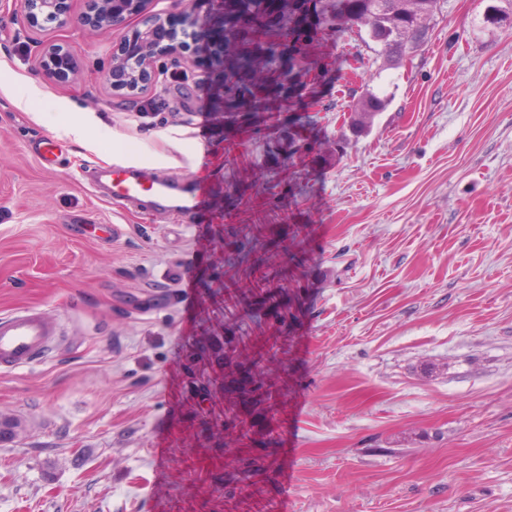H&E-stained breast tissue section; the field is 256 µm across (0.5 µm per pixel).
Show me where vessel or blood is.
Wrapping results in <instances>:
<instances>
[{
	"mask_svg": "<svg viewBox=\"0 0 512 512\" xmlns=\"http://www.w3.org/2000/svg\"><path fill=\"white\" fill-rule=\"evenodd\" d=\"M107 194L119 205L150 201L160 209L187 207L190 198L162 178L143 175L131 167L115 166L105 171ZM60 333L56 317L37 308H20L0 316V370L28 367L38 355H46L57 344Z\"/></svg>",
	"mask_w": 512,
	"mask_h": 512,
	"instance_id": "1",
	"label": "vessel or blood"
}]
</instances>
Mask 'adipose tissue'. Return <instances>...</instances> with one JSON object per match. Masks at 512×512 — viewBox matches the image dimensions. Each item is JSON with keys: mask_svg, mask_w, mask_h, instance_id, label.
<instances>
[{"mask_svg": "<svg viewBox=\"0 0 512 512\" xmlns=\"http://www.w3.org/2000/svg\"><path fill=\"white\" fill-rule=\"evenodd\" d=\"M157 138V145L150 147L124 134L113 133L110 163L153 169H195L202 149L196 141L187 138L185 130L169 127L159 131Z\"/></svg>", "mask_w": 512, "mask_h": 512, "instance_id": "obj_1", "label": "adipose tissue"}]
</instances>
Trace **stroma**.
<instances>
[{"label": "stroma", "mask_w": 512, "mask_h": 512, "mask_svg": "<svg viewBox=\"0 0 512 512\" xmlns=\"http://www.w3.org/2000/svg\"><path fill=\"white\" fill-rule=\"evenodd\" d=\"M494 2L447 0L389 68L319 0L305 95L246 121L211 110L191 53L111 91L108 50L141 17L95 31L71 0L66 28H33L12 0L0 314L40 307L62 333L0 373V512H512V28L484 23ZM52 44L80 65L68 81L40 67ZM368 89L390 102L356 136L344 111ZM89 112L95 150L57 137ZM171 125L204 146L164 172L207 184L195 208L90 186L113 132Z\"/></svg>", "instance_id": "obj_1"}]
</instances>
